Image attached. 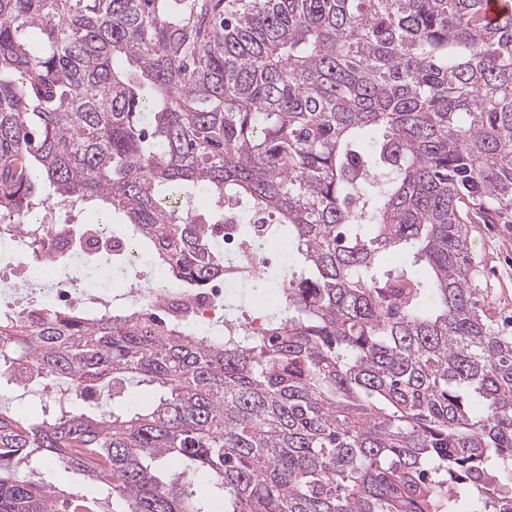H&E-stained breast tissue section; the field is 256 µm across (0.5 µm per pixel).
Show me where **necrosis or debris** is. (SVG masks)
Wrapping results in <instances>:
<instances>
[{
	"label": "necrosis or debris",
	"instance_id": "obj_1",
	"mask_svg": "<svg viewBox=\"0 0 512 512\" xmlns=\"http://www.w3.org/2000/svg\"><path fill=\"white\" fill-rule=\"evenodd\" d=\"M104 246L111 247L113 253L129 262L141 259L131 238L112 235L105 224H74L56 220L43 226L37 235L27 231L13 232L0 245V280L10 281V268L29 266L42 271L50 286L42 290L15 289V298L8 305V321L28 319L30 301L34 298L61 308L96 310L100 298L112 294L111 274L100 273L83 287L77 288L73 285L70 270L90 265L95 253ZM63 256L68 259L64 266L58 263ZM165 280V275L160 273L155 275L151 284L131 291L130 299L135 307L150 314L161 309L171 297L185 299V318L192 322L200 335H212L215 326L222 322L224 316L221 304L224 297L223 282H213L210 287L198 291L177 288L168 292L162 288Z\"/></svg>",
	"mask_w": 512,
	"mask_h": 512
}]
</instances>
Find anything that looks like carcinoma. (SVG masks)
I'll list each match as a JSON object with an SVG mask.
<instances>
[{"label":"carcinoma","mask_w":512,"mask_h":512,"mask_svg":"<svg viewBox=\"0 0 512 512\" xmlns=\"http://www.w3.org/2000/svg\"><path fill=\"white\" fill-rule=\"evenodd\" d=\"M482 2L0 0V235L92 204L181 288L282 292L224 297L213 341L133 307L0 323V384L71 383L0 408V512H512V335L470 248L512 215V10ZM36 472L48 483L66 488H78L85 483V478L78 471L56 466L37 468Z\"/></svg>","instance_id":"carcinoma-1"}]
</instances>
